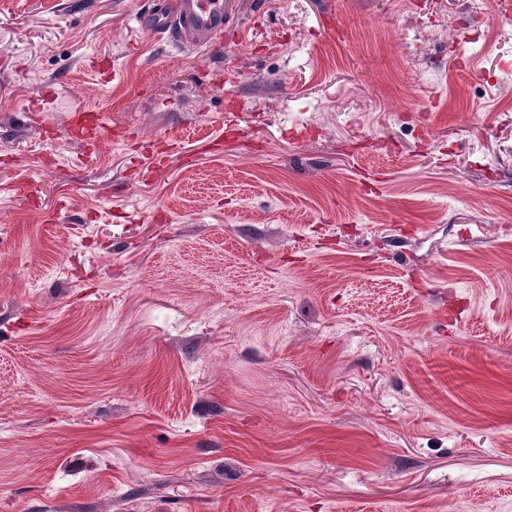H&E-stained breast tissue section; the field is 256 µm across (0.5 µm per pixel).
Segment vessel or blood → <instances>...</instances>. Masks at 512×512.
Here are the masks:
<instances>
[{"label": "vessel or blood", "instance_id": "vessel-or-blood-1", "mask_svg": "<svg viewBox=\"0 0 512 512\" xmlns=\"http://www.w3.org/2000/svg\"><path fill=\"white\" fill-rule=\"evenodd\" d=\"M238 12V0H165L157 10L137 14V27L149 33L189 34L198 48H210Z\"/></svg>", "mask_w": 512, "mask_h": 512}]
</instances>
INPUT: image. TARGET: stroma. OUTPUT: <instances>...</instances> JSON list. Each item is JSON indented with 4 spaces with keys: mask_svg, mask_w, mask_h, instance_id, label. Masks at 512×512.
<instances>
[{
    "mask_svg": "<svg viewBox=\"0 0 512 512\" xmlns=\"http://www.w3.org/2000/svg\"><path fill=\"white\" fill-rule=\"evenodd\" d=\"M496 0H0V512H512ZM238 12L237 0H171L155 11L137 14V27L149 33L191 34L199 49L210 48Z\"/></svg>",
    "mask_w": 512,
    "mask_h": 512,
    "instance_id": "35a3bbf8",
    "label": "stroma"
}]
</instances>
